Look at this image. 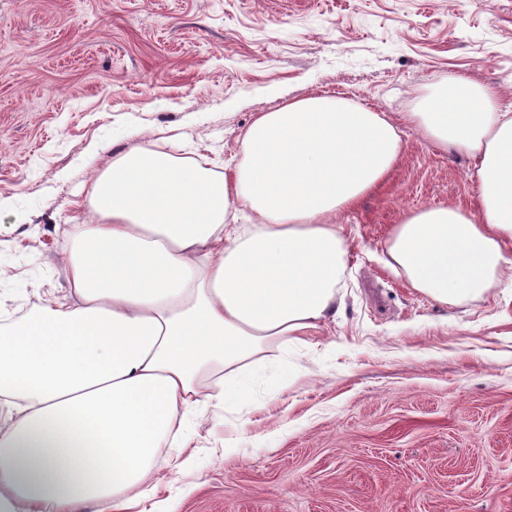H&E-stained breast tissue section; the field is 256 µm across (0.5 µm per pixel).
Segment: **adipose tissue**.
Instances as JSON below:
<instances>
[{
  "label": "adipose tissue",
  "instance_id": "1",
  "mask_svg": "<svg viewBox=\"0 0 512 512\" xmlns=\"http://www.w3.org/2000/svg\"><path fill=\"white\" fill-rule=\"evenodd\" d=\"M457 77L392 120L311 95L261 113L232 175L148 146L90 177L71 225L70 294L0 331V512H131L185 419L252 398L273 345L320 329L348 244L339 219L397 162L400 124L473 161L476 211L409 214L388 252L415 290L475 299L512 271V113ZM247 223H238L239 214Z\"/></svg>",
  "mask_w": 512,
  "mask_h": 512
}]
</instances>
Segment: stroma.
Segmentation results:
<instances>
[{"label":"stroma","mask_w":512,"mask_h":512,"mask_svg":"<svg viewBox=\"0 0 512 512\" xmlns=\"http://www.w3.org/2000/svg\"><path fill=\"white\" fill-rule=\"evenodd\" d=\"M461 75L512 113V0H0V316L66 295L65 227L95 223L88 179L115 150L229 174L289 100L393 116ZM401 137L340 218L333 313L269 349L251 403L187 418L156 512H512V283L444 305L390 267L406 215L476 204L469 158Z\"/></svg>","instance_id":"obj_1"}]
</instances>
